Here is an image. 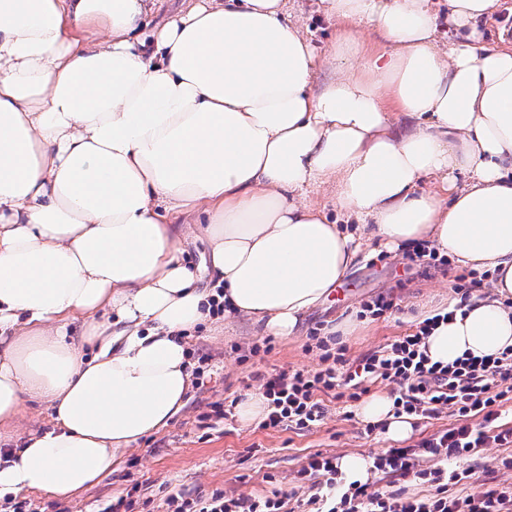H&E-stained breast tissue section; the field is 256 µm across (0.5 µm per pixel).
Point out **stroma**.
I'll list each match as a JSON object with an SVG mask.
<instances>
[{
    "label": "stroma",
    "mask_w": 512,
    "mask_h": 512,
    "mask_svg": "<svg viewBox=\"0 0 512 512\" xmlns=\"http://www.w3.org/2000/svg\"><path fill=\"white\" fill-rule=\"evenodd\" d=\"M291 19L319 50H326L335 28L313 14L309 0H287ZM469 268L416 264L403 249L389 251L369 243L341 282L342 296H328L312 307L290 337H266L241 316L216 317L199 325L189 343L194 357H206L204 374L193 380L182 408L165 429L118 452V463L99 481L67 500L32 495L40 512H102L133 485H140L133 512H166L172 494L194 496L219 489L226 495H265L279 489L294 493L290 508L305 497L297 472L315 452L376 456L393 447L382 429L367 431L355 415L357 402L325 397L328 413L312 429H263L238 415L219 418L213 405L241 403L258 390V374L316 371L322 352L315 336H338L345 357L354 361L385 350L398 336L415 329L449 297H462ZM384 296L395 307L380 315L364 312L365 303Z\"/></svg>",
    "instance_id": "obj_1"
}]
</instances>
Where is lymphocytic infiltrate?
Here are the masks:
<instances>
[{
	"label": "lymphocytic infiltrate",
	"mask_w": 512,
	"mask_h": 512,
	"mask_svg": "<svg viewBox=\"0 0 512 512\" xmlns=\"http://www.w3.org/2000/svg\"><path fill=\"white\" fill-rule=\"evenodd\" d=\"M439 309L418 323L415 332L395 339L386 350L372 353L355 367H347L343 353L313 373H270L260 390L268 401L262 428L296 426L304 429L323 422L325 395L343 389L350 400L365 393L367 384L391 383L396 415L429 418L442 411L455 416L448 429L415 444L386 448L374 459L375 469L386 478L411 477L430 484L429 495L417 497L405 489L389 490L375 484H344L335 457L313 454L299 473L307 490L306 512H512V486L494 485L467 491L473 474L472 458L487 443L512 446V427L503 423L501 407L512 379V351L499 356L468 357L445 365L431 361L425 341L431 330L449 319ZM481 425H474V418ZM462 493L450 494V487ZM288 494L226 497L223 491L187 498L169 497V512H285Z\"/></svg>",
	"instance_id": "obj_1"
}]
</instances>
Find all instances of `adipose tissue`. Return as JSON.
Instances as JSON below:
<instances>
[{
    "mask_svg": "<svg viewBox=\"0 0 512 512\" xmlns=\"http://www.w3.org/2000/svg\"><path fill=\"white\" fill-rule=\"evenodd\" d=\"M159 2L0 0V423L33 399L52 420L0 448V498L76 494L182 406L210 318L189 235L226 315L283 337L363 241L428 242L492 274L431 361L512 348V45L479 26L501 0H314L349 62L321 84L285 0H183L153 27ZM324 184L357 232L305 201ZM357 415L413 431L385 394ZM183 257L191 269L204 271L208 264L206 246L201 240L195 237H188L183 242Z\"/></svg>",
    "mask_w": 512,
    "mask_h": 512,
    "instance_id": "ef3b65f1",
    "label": "adipose tissue"
}]
</instances>
